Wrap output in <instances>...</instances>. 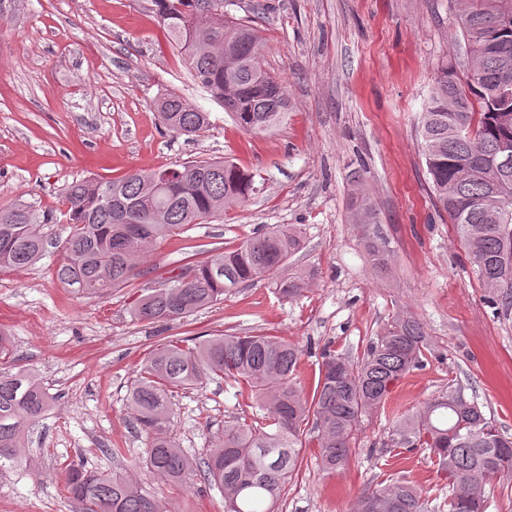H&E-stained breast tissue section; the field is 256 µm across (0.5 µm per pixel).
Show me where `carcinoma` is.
<instances>
[{
	"mask_svg": "<svg viewBox=\"0 0 512 512\" xmlns=\"http://www.w3.org/2000/svg\"><path fill=\"white\" fill-rule=\"evenodd\" d=\"M165 37L184 57L194 80L233 114L245 131L265 133L288 115V92L264 66L266 43L255 21L224 14L225 0H151ZM466 81L446 67L423 105L419 133L438 210L455 224L468 260L493 302H512V171L494 177L491 159L512 153V0H464L459 15ZM162 125L193 136L210 125L203 112L176 94L156 103ZM254 175L224 159L175 167L140 168L101 181L87 177L61 189L68 234L58 243L54 276L90 298L128 288L147 255L196 224L246 206ZM369 252L387 269L388 254L374 213H354ZM53 216L25 204L0 207V274L35 264L45 252L41 228ZM303 246L302 229L276 224L222 248L204 262L159 277L132 310L147 324L186 319L258 282L293 299L309 291L311 275L288 269ZM190 273L183 281L179 274ZM427 336L420 322L398 317L357 363L328 356L312 394L294 382L298 350L271 334L211 336L193 346L170 340L145 357L127 406L148 436L144 463L166 485L201 475L224 497V512H276L281 493L314 442L324 469L343 467L362 421L384 403L392 384L419 365ZM345 366L336 376V363ZM230 378L250 393L262 423L232 420L206 458L189 456L168 434L175 389ZM51 397L32 372L0 369V471L32 463L25 433ZM310 429H305V425ZM393 448H428L448 480V512H485L486 501L466 497L471 481L512 475V438L456 387L397 420ZM66 488L83 512H175L141 493L127 472L65 467ZM429 501L406 482L380 483L359 498L355 512H427Z\"/></svg>",
	"mask_w": 512,
	"mask_h": 512,
	"instance_id": "carcinoma-1",
	"label": "carcinoma"
}]
</instances>
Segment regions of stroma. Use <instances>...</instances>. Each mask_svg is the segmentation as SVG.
Here are the masks:
<instances>
[{
  "label": "stroma",
  "mask_w": 512,
  "mask_h": 512,
  "mask_svg": "<svg viewBox=\"0 0 512 512\" xmlns=\"http://www.w3.org/2000/svg\"><path fill=\"white\" fill-rule=\"evenodd\" d=\"M230 11L257 16L265 68L288 91V115L272 132L243 131L193 80L151 0H20L0 26V206L26 202L57 215L72 180L198 158L230 159L254 173L256 187L246 207L162 242L133 286L105 298L54 279L60 224L44 225L40 261L0 275L9 366L37 374L54 398L27 434L35 466L0 472V512H80L65 488L71 462L133 472L143 493L176 512H224L203 479L172 487L147 469L146 435L127 409L142 360L174 336L283 337L299 350L294 379L309 393L323 352L357 361L395 317L422 324L430 348L421 366L364 418L345 466L325 471L316 448H306L279 512H354L367 487L391 479L447 498L432 454L389 447L387 436L451 386L512 437V306L489 303L454 224L437 212L418 131L440 68L463 57L456 0H235ZM170 92L209 112V128L188 137L160 127L155 103ZM362 203L387 242V271L375 268L352 220ZM273 224L304 229L290 261L314 274L303 296L282 299L259 283L183 320L133 319L157 275ZM172 402L169 432L195 457L225 421L260 413L230 380L175 390Z\"/></svg>",
  "instance_id": "stroma-1"
}]
</instances>
